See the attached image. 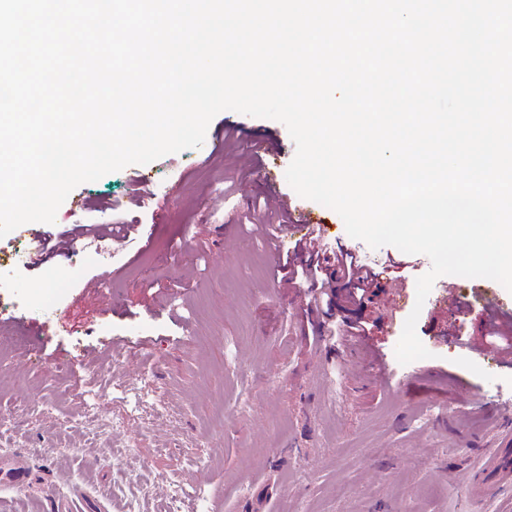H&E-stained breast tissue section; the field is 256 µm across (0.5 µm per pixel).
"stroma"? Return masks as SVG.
<instances>
[{
	"mask_svg": "<svg viewBox=\"0 0 512 512\" xmlns=\"http://www.w3.org/2000/svg\"><path fill=\"white\" fill-rule=\"evenodd\" d=\"M245 151L231 140L215 155L206 142L127 166L78 185L45 227L71 234L119 218L139 227L123 249L91 245L32 266L20 260L29 247L24 235L0 238V312L45 326L37 350L23 334H0V413L7 419L0 458L24 454L33 478L0 493V512H85L91 500L99 512H125L131 495L139 498L137 512H162L170 478L194 495L185 512H512V496L494 491L478 504L453 478L512 426V369L470 349L488 337L480 318L461 323L458 340L440 337L443 319L430 305L420 307L416 324L431 353L420 367L461 376L488 401L459 420L449 409L454 387L406 379L395 356L430 259L350 237L338 213L296 195L284 178L285 157L271 166L279 191L323 217L327 247L357 249L407 285L392 320L381 316L390 303L382 289L364 312L392 382L365 371L349 343L312 342L322 317L295 289L274 287L270 245L238 224L225 226L245 216L249 200L270 199ZM105 269L113 276L102 279V296L117 304L100 316L84 285ZM124 336L148 341L138 366L100 346ZM85 347L96 352L99 379L144 378L153 399L132 419L121 396L107 394L103 410L127 422L108 441L67 427L87 384L55 359ZM130 440L152 494L116 490Z\"/></svg>",
	"mask_w": 512,
	"mask_h": 512,
	"instance_id": "obj_1",
	"label": "stroma"
}]
</instances>
